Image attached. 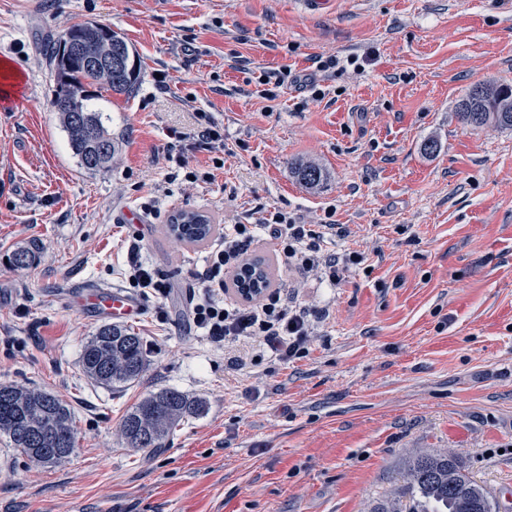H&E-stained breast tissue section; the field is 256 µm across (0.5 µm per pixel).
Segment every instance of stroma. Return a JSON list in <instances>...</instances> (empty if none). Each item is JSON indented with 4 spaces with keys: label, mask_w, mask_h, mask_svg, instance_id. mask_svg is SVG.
I'll use <instances>...</instances> for the list:
<instances>
[{
    "label": "stroma",
    "mask_w": 512,
    "mask_h": 512,
    "mask_svg": "<svg viewBox=\"0 0 512 512\" xmlns=\"http://www.w3.org/2000/svg\"><path fill=\"white\" fill-rule=\"evenodd\" d=\"M79 21L123 33L141 61L132 94L89 88L122 141L94 174L52 107L46 54ZM0 56L28 83L27 103L0 111V383L56 395L77 430L52 467L0 435V512H369L417 448L455 452L512 512V128L457 116L470 86L512 84V16L491 0H333L318 15L295 0H0ZM319 56L335 68L318 71ZM285 67L291 82L262 97L260 74ZM308 78L321 97L299 88ZM200 112L224 128L223 168L169 136ZM178 153L211 180L178 176ZM307 160L318 187L293 173ZM264 205L308 224L334 216L350 234L330 251L364 261L336 287L302 281L262 240L273 285H300L329 316L307 357L235 370L188 323L208 244L168 226L181 211L251 224ZM128 208L144 214L143 259L174 290L166 322L150 299L130 322L147 372L111 388L83 370L104 320L77 297L122 289ZM31 241L36 264L9 268ZM165 388L203 412L165 447H125L123 415Z\"/></svg>",
    "instance_id": "obj_1"
}]
</instances>
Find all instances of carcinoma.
Segmentation results:
<instances>
[{
    "mask_svg": "<svg viewBox=\"0 0 512 512\" xmlns=\"http://www.w3.org/2000/svg\"><path fill=\"white\" fill-rule=\"evenodd\" d=\"M112 44V76L104 78L86 69L71 47ZM57 76L54 97L73 96L75 112L62 110L58 118L67 132L82 168L99 172L112 166L118 153L120 137L109 132L99 115L88 110L87 87L104 85L116 94H129L136 86L141 65L127 38L111 27H92L76 23L49 48ZM458 117L466 126L495 124L512 128V85L501 84L478 96L469 88L458 103ZM300 180L308 186L320 184L322 169L310 162L296 165ZM175 224L189 225V231L176 234L180 241H203L211 224L203 215L181 212ZM39 246L32 242L13 249L7 264L24 271L35 264ZM143 338L134 329L117 324L100 326L86 343L82 366L96 382L121 387L142 376L147 369ZM203 402L192 400L183 392L163 389L141 399L123 416L119 433L128 448H161L181 421L198 414ZM0 433L29 461L42 466L66 461L76 447L73 413L54 394L0 384ZM404 486L371 505L369 512H496V503L486 486L462 468L458 455L446 450L418 449L404 464ZM407 510H402V499Z\"/></svg>",
    "mask_w": 512,
    "mask_h": 512,
    "instance_id": "1",
    "label": "carcinoma"
}]
</instances>
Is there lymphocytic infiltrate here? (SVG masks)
I'll use <instances>...</instances> for the list:
<instances>
[{
    "label": "lymphocytic infiltrate",
    "instance_id": "obj_1",
    "mask_svg": "<svg viewBox=\"0 0 512 512\" xmlns=\"http://www.w3.org/2000/svg\"><path fill=\"white\" fill-rule=\"evenodd\" d=\"M266 229L283 264L303 274H311L338 285L348 265L360 263L359 255H339L323 249L327 239L341 231L338 224L302 223L299 217L282 209L263 210L253 224L225 225L217 243L211 245L201 270L195 274L196 286L190 300V324L212 343L229 346L243 339L258 342L252 357L261 363L272 354L280 364L305 357L308 343L326 317L325 310L310 307L298 292L285 288L267 291L253 301H241L230 293L226 280L249 260L258 243V229ZM143 239L132 233L127 249L125 283L135 294L156 300L157 320H165L163 305L173 285L161 270L142 259Z\"/></svg>",
    "mask_w": 512,
    "mask_h": 512
}]
</instances>
